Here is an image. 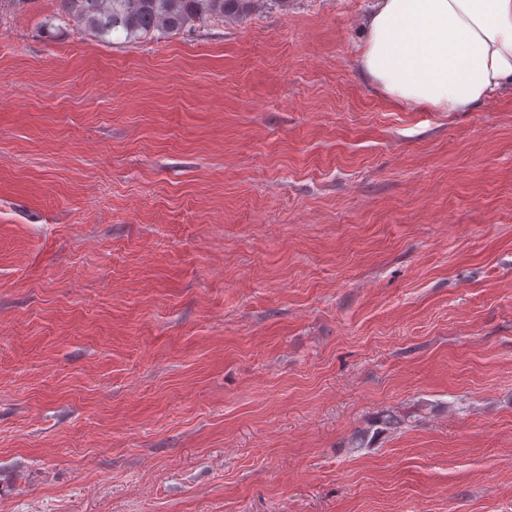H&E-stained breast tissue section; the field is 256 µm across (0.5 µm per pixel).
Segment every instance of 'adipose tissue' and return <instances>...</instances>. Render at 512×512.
Masks as SVG:
<instances>
[{"label": "adipose tissue", "instance_id": "ef3b65f1", "mask_svg": "<svg viewBox=\"0 0 512 512\" xmlns=\"http://www.w3.org/2000/svg\"><path fill=\"white\" fill-rule=\"evenodd\" d=\"M360 55L387 96L467 112L512 93V0H376Z\"/></svg>", "mask_w": 512, "mask_h": 512}]
</instances>
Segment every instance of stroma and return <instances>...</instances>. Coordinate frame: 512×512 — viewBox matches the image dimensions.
I'll use <instances>...</instances> for the list:
<instances>
[{"label":"stroma","mask_w":512,"mask_h":512,"mask_svg":"<svg viewBox=\"0 0 512 512\" xmlns=\"http://www.w3.org/2000/svg\"><path fill=\"white\" fill-rule=\"evenodd\" d=\"M371 6L0 12V512H512V94L389 98ZM289 0H60V19L105 40L113 34L129 42L158 32L190 31L195 23L242 20L266 5L287 10Z\"/></svg>","instance_id":"1"}]
</instances>
